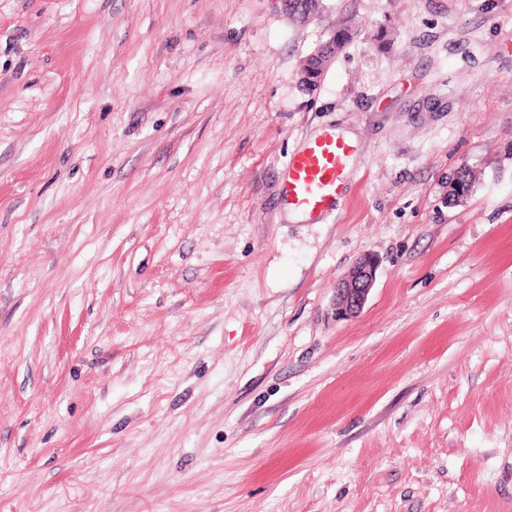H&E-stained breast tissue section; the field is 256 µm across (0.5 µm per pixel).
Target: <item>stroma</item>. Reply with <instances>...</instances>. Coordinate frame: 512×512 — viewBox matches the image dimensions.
I'll list each match as a JSON object with an SVG mask.
<instances>
[{"label": "stroma", "mask_w": 512, "mask_h": 512, "mask_svg": "<svg viewBox=\"0 0 512 512\" xmlns=\"http://www.w3.org/2000/svg\"><path fill=\"white\" fill-rule=\"evenodd\" d=\"M0 512H512V0H0ZM340 49L339 42L336 39V33L324 44H322L315 53L306 58L302 65V82L307 84H316L321 77L329 59L334 57ZM351 145L335 135L314 138L288 159L282 184L287 207L312 219L338 216ZM377 266L375 256H366L348 278L337 282L336 313L340 317H354L360 314L374 284Z\"/></svg>", "instance_id": "obj_1"}]
</instances>
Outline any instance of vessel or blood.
<instances>
[{"label":"vessel or blood","mask_w":512,"mask_h":512,"mask_svg":"<svg viewBox=\"0 0 512 512\" xmlns=\"http://www.w3.org/2000/svg\"><path fill=\"white\" fill-rule=\"evenodd\" d=\"M351 154V145L333 135L312 139L294 152L282 184L288 207L312 219L338 215Z\"/></svg>","instance_id":"1"}]
</instances>
